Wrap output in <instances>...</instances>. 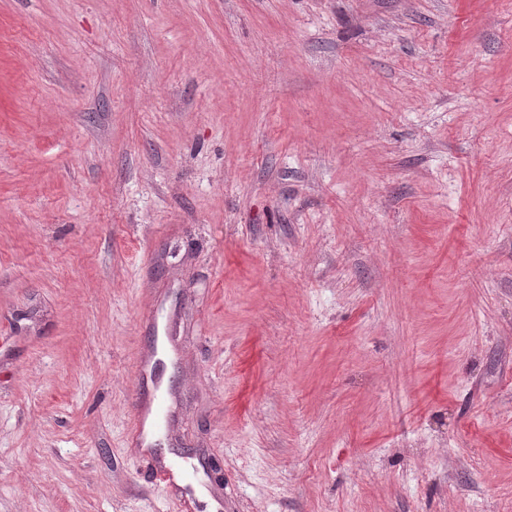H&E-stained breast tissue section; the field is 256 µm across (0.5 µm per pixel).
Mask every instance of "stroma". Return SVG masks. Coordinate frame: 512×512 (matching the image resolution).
<instances>
[{
	"label": "stroma",
	"mask_w": 512,
	"mask_h": 512,
	"mask_svg": "<svg viewBox=\"0 0 512 512\" xmlns=\"http://www.w3.org/2000/svg\"><path fill=\"white\" fill-rule=\"evenodd\" d=\"M147 352L193 512H512V0H0V512H179Z\"/></svg>",
	"instance_id": "1"
}]
</instances>
